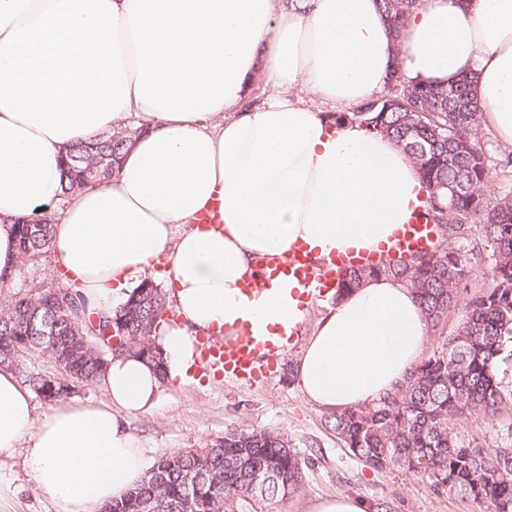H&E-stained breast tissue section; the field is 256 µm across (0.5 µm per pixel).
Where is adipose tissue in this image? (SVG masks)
<instances>
[{"label":"adipose tissue","mask_w":512,"mask_h":512,"mask_svg":"<svg viewBox=\"0 0 512 512\" xmlns=\"http://www.w3.org/2000/svg\"><path fill=\"white\" fill-rule=\"evenodd\" d=\"M476 78L480 122L512 148V0H422L393 38L379 0H0V270L15 220H51L63 286L93 312L118 306L157 258L181 318L154 339L163 370L119 357L108 407L61 406L33 420L0 369V456L25 448L36 487L65 512H95L146 473L128 416L162 381L192 378L198 337L301 325L291 290L245 298L256 262L306 243L316 257L373 251L406 222L421 188L390 137L336 121L387 86ZM266 96L250 102L254 84ZM131 126L113 173L61 198L73 144ZM220 199V218L197 223ZM428 323L393 278L342 293L294 375L333 413L376 402L417 364Z\"/></svg>","instance_id":"obj_1"}]
</instances>
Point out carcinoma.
Masks as SVG:
<instances>
[{"label": "carcinoma", "mask_w": 512, "mask_h": 512, "mask_svg": "<svg viewBox=\"0 0 512 512\" xmlns=\"http://www.w3.org/2000/svg\"><path fill=\"white\" fill-rule=\"evenodd\" d=\"M419 5L420 0H381L394 37ZM474 87L471 74L434 86L407 82L394 70L387 93L350 115L411 155L440 237L428 254L350 268L336 293L368 278L392 276L413 290L430 325L437 326L451 310L461 309V316L455 331L394 392L370 406L332 413L327 424L373 468L400 467L437 493L469 498L487 512H512V448L470 447L448 427L452 417L466 412L495 418L506 401L499 365L512 356V196L491 202L484 194L491 172ZM131 138L130 129L121 128L70 148L61 167L62 199L108 176ZM469 222L484 226L493 284L462 303L459 285L472 271L474 254L455 240ZM13 230L18 263L16 270L0 273V288L10 287L15 272L25 269L32 285L29 292L0 301V365L18 370L37 396L61 402L77 388L99 383L108 365L77 340L93 324L86 319L84 298L40 269L51 254L52 225L16 222ZM167 312L166 291L146 278L123 303L96 316L99 331L113 330L128 353L159 371L164 358L151 336ZM46 334L55 337L53 345H46ZM31 357L54 364L64 360L71 379L28 370ZM303 464L279 432L231 430L222 441L160 455L140 484L104 507L106 512H231L239 500H274L294 492Z\"/></svg>", "instance_id": "carcinoma-1"}]
</instances>
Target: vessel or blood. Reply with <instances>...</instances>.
Listing matches in <instances>:
<instances>
[{
  "mask_svg": "<svg viewBox=\"0 0 512 512\" xmlns=\"http://www.w3.org/2000/svg\"><path fill=\"white\" fill-rule=\"evenodd\" d=\"M426 196H419L410 207L405 224L400 225L381 251L337 252L327 259L313 258L306 245H297L288 252L261 259L253 284L244 286V295L254 289L294 283L302 287V298L312 302L333 292L340 275L355 265L375 264L394 255H421L434 249L438 236L435 225L429 224L425 212ZM197 368L201 376H221L241 385L260 379L266 370L285 352L276 339L260 335L253 324H245L240 336L228 339L201 337L197 347Z\"/></svg>",
  "mask_w": 512,
  "mask_h": 512,
  "instance_id": "vessel-or-blood-1",
  "label": "vessel or blood"
}]
</instances>
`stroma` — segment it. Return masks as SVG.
Returning a JSON list of instances; mask_svg holds the SVG:
<instances>
[{
	"instance_id": "obj_1",
	"label": "stroma",
	"mask_w": 512,
	"mask_h": 512,
	"mask_svg": "<svg viewBox=\"0 0 512 512\" xmlns=\"http://www.w3.org/2000/svg\"><path fill=\"white\" fill-rule=\"evenodd\" d=\"M465 245L482 254L462 283L461 295L466 298L491 286L493 261L484 252L483 225H469ZM325 310V300L312 304L296 341L278 360L269 379L251 386L198 378L163 384L156 407L130 417L131 429L155 457L203 446L235 428L284 434L305 460L302 483L291 494L271 502H238L234 512H310L314 500L339 496L382 503L389 512H483L482 505L472 500L434 492L420 476L405 469L369 467L327 427L326 411L305 399L294 367ZM449 427L466 444L491 450L512 447V403L503 406L494 420L465 414L452 418ZM24 455L20 448L13 456L0 457V474L15 486L13 494L0 499V512H63L61 504L34 491Z\"/></svg>"
}]
</instances>
